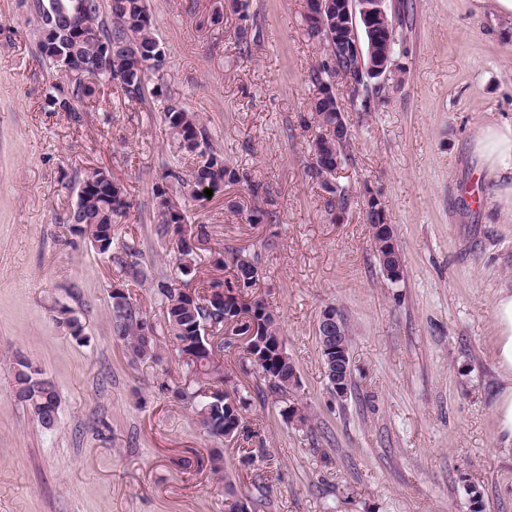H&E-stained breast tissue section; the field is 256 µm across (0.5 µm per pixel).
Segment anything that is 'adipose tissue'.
I'll return each mask as SVG.
<instances>
[{
    "label": "adipose tissue",
    "mask_w": 512,
    "mask_h": 512,
    "mask_svg": "<svg viewBox=\"0 0 512 512\" xmlns=\"http://www.w3.org/2000/svg\"><path fill=\"white\" fill-rule=\"evenodd\" d=\"M472 151L495 186L501 215L512 219V123L481 122L473 135ZM492 312L496 325V364L502 383L495 401L497 433L512 444V287L496 291Z\"/></svg>",
    "instance_id": "1"
}]
</instances>
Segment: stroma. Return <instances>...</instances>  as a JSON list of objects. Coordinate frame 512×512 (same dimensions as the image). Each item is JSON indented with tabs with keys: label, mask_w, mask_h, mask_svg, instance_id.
I'll return each mask as SVG.
<instances>
[{
	"label": "stroma",
	"mask_w": 512,
	"mask_h": 512,
	"mask_svg": "<svg viewBox=\"0 0 512 512\" xmlns=\"http://www.w3.org/2000/svg\"><path fill=\"white\" fill-rule=\"evenodd\" d=\"M146 4L165 52L152 77L162 96L135 103L103 83L75 117L47 105L58 77L38 53L32 0H0V512H228L232 496L248 512H469L470 484L484 512H512L492 313L495 292L512 283V224L501 223L471 150L480 122L512 121V27L473 0H386L399 46L368 86L371 110L354 102L349 79L334 80L351 133L338 176L351 203L336 215L307 174L310 73L327 47L308 36L303 0H249L244 23L224 0ZM170 100L198 113L214 152L265 194L240 183L192 198L191 161L164 123ZM98 169L127 190L133 218L113 225V247H137L143 280L66 221L84 174ZM166 169L177 174L173 202L207 231L189 276L156 235ZM371 195L402 252L396 282L366 221ZM256 210L273 222L250 223ZM228 247L256 258L255 294L276 308L299 376L280 403L241 344L221 353L229 386L247 398L238 440L210 436L175 399L184 374L157 293L162 281L190 290L224 280ZM118 284L153 325L162 359L134 357L114 334ZM328 306L350 336L341 399L318 343ZM20 357L56 386L53 430L15 396ZM287 405L309 424L283 415ZM216 449L234 494L211 469Z\"/></svg>",
	"instance_id": "1"
}]
</instances>
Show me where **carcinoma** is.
<instances>
[{"label": "carcinoma", "mask_w": 512, "mask_h": 512, "mask_svg": "<svg viewBox=\"0 0 512 512\" xmlns=\"http://www.w3.org/2000/svg\"><path fill=\"white\" fill-rule=\"evenodd\" d=\"M39 31L56 28L61 34L63 45L76 51L84 65V74L66 72L65 84L55 83L47 97V104L62 112H77L79 104L91 99L96 93L94 82H88L83 75L95 76L100 66V53L106 47H112L110 75H101L119 85L123 95L130 101L143 103L147 94L160 95L159 88L148 87L150 76L160 70L164 52L152 33L151 18L146 7V0H34ZM78 16L85 24L84 30L93 34L90 39L78 41L66 35L69 19ZM308 34L326 41L329 48L327 59L323 60L312 73V82L316 87L311 101L310 119L317 130L314 143L321 158L314 161L309 169L310 177L316 179L320 188L329 195L330 207L348 205V191L338 181L333 170L336 162L346 160L344 145L348 134L336 127V94L333 78L341 74L351 79L356 85H363L375 76L359 74L360 67L353 57L336 52V16H325L318 20L305 18ZM395 36L393 16L388 12L377 14L372 18L370 33L360 32L363 41L373 38L378 44L379 55L371 57L369 65L382 63L386 42ZM164 122L186 155L195 159L192 169L193 192H200L207 186L218 190L226 185L238 184L244 180L239 170L228 165L224 158L210 147L205 129L200 127L199 115L177 104L164 108ZM91 174L82 179L84 188L77 195L74 209L67 217L70 224H83L90 228L104 224H114L129 217L130 202L123 184L115 180L103 183H90ZM157 221L156 233L164 238L169 231L182 232L187 224L186 216L171 201L166 188L156 189ZM377 255L383 268L392 266L403 269L401 252L387 250L386 238H374ZM113 241H107L101 253L110 255L114 263L137 280L141 271L137 262L132 260L135 249L123 246L119 252L112 249ZM230 258L224 260V268L230 270L231 277L224 283L203 284L195 291L192 299L171 284L158 288L163 307L167 332L173 342L174 350L186 374V384L173 390L176 398L190 405L199 418L200 424L213 437L224 436V424H234L236 431L245 430L243 410L246 398L238 390H233L235 399L240 403V411L232 412L224 405L216 406L213 399L201 394L205 388L221 393L224 384V369L215 351L228 345L226 341L215 339V334L225 336H243L250 325L239 319L241 314H251L257 322V330L251 340L254 350L260 344H284L279 327L277 312L263 298L240 301L238 309L230 306L219 307L208 300L209 292L216 288H251L260 279L259 267L254 260L240 250L228 252ZM143 316L133 304L130 296L122 297L120 302H112V324L115 335L123 340L130 351L140 359H152L157 355V340L145 342L140 334ZM260 377L268 383V389L275 396H285L292 387L289 380L296 374V365L292 358L280 361L262 358L260 360L244 357ZM14 387L19 401L32 406L30 391L31 379L22 372L14 375Z\"/></svg>", "instance_id": "1"}]
</instances>
